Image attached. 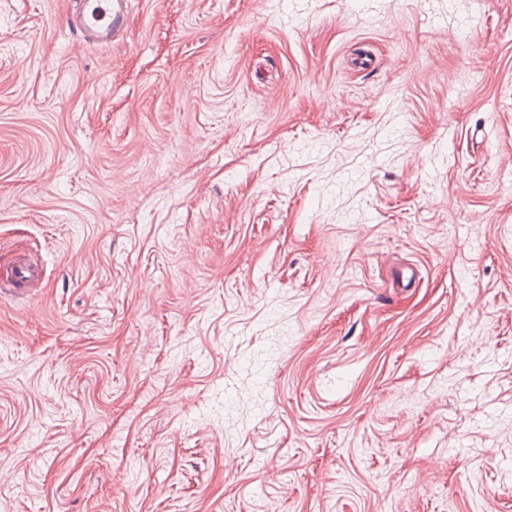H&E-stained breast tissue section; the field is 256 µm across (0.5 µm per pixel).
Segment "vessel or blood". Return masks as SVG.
I'll return each mask as SVG.
<instances>
[{"instance_id": "1", "label": "vessel or blood", "mask_w": 512, "mask_h": 512, "mask_svg": "<svg viewBox=\"0 0 512 512\" xmlns=\"http://www.w3.org/2000/svg\"><path fill=\"white\" fill-rule=\"evenodd\" d=\"M77 3L71 24L87 43L111 42L128 27L130 0H77Z\"/></svg>"}]
</instances>
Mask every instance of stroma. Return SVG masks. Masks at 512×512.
<instances>
[{
    "mask_svg": "<svg viewBox=\"0 0 512 512\" xmlns=\"http://www.w3.org/2000/svg\"><path fill=\"white\" fill-rule=\"evenodd\" d=\"M0 0V512H512V0ZM77 13L68 25L89 44L108 43L129 24L130 0H76Z\"/></svg>",
    "mask_w": 512,
    "mask_h": 512,
    "instance_id": "obj_1",
    "label": "stroma"
}]
</instances>
